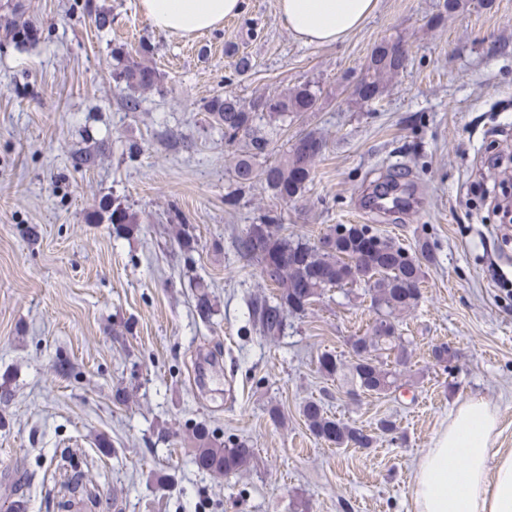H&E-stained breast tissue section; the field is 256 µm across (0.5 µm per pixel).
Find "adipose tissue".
I'll return each instance as SVG.
<instances>
[{"label": "adipose tissue", "mask_w": 512, "mask_h": 512, "mask_svg": "<svg viewBox=\"0 0 512 512\" xmlns=\"http://www.w3.org/2000/svg\"><path fill=\"white\" fill-rule=\"evenodd\" d=\"M243 0H140L155 29L191 36L223 26ZM377 0H278L281 24L306 45L345 40L376 11ZM498 412L479 398L460 403L418 458L412 512H512V450L495 446Z\"/></svg>", "instance_id": "1"}]
</instances>
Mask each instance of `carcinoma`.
<instances>
[{
    "mask_svg": "<svg viewBox=\"0 0 512 512\" xmlns=\"http://www.w3.org/2000/svg\"><path fill=\"white\" fill-rule=\"evenodd\" d=\"M36 35L34 28L19 23L6 26V36L16 44L30 43L36 40ZM387 46L384 42L375 48L367 71L354 90L356 100L365 101V90L375 96L381 94L383 77L396 75L404 68L405 60L390 53ZM150 53L151 46L141 43L135 56H127L123 67L115 72V80L127 89L125 105L129 111L137 110L140 94L155 89L161 82L157 68L145 60ZM320 98V87L305 82L285 94L256 96L246 106L228 92L206 103V111L224 132V142L247 144L246 154L234 164L235 189L225 197L226 206H236L241 196L258 183L280 203L302 197L312 181L319 153L305 151L294 141L278 160L258 166L256 159L265 154L269 138L257 128L255 117L261 115L271 124L286 120L290 113L315 112ZM109 220L119 236L131 233L139 223L132 211L120 205L112 207ZM239 248L248 261L258 266L262 280L277 290L273 299L259 301L254 306L255 321L267 337L280 335L285 313L306 312L326 290L358 281L369 284L378 317L369 335L352 341L355 359L346 364L338 355L324 352L318 357V367L330 377H341L348 386L347 393L355 398L387 394L396 387V373L384 368L379 352L395 348V363L404 365L408 361L407 349L396 344L398 324L393 313L421 299L422 265L434 260L426 246H420L417 257L395 241L373 232L367 224H338L313 243L301 242L281 232V215L270 209L250 225L239 240ZM302 414L316 438L338 448L368 449L373 443L370 431L328 417L317 401L307 402ZM195 439L199 448L193 463L216 475L246 469L255 453L245 440H230L221 445L203 429L196 432ZM25 487L26 476L22 473L12 486V495L16 497L12 504L14 512L24 509Z\"/></svg>",
    "mask_w": 512,
    "mask_h": 512,
    "instance_id": "cac0c4a2",
    "label": "carcinoma"
}]
</instances>
